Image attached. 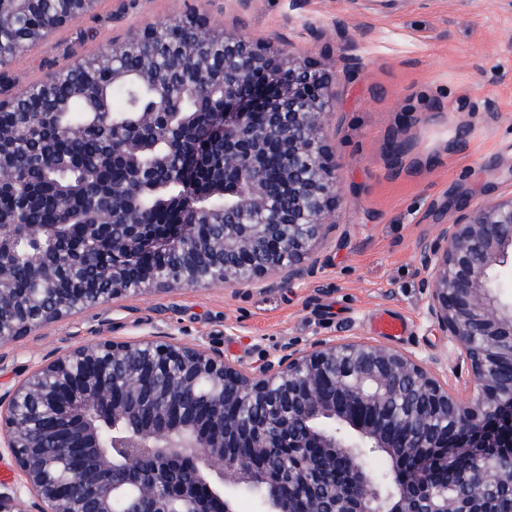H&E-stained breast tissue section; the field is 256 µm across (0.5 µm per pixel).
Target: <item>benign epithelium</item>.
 Returning a JSON list of instances; mask_svg holds the SVG:
<instances>
[{"label":"benign epithelium","mask_w":512,"mask_h":512,"mask_svg":"<svg viewBox=\"0 0 512 512\" xmlns=\"http://www.w3.org/2000/svg\"><path fill=\"white\" fill-rule=\"evenodd\" d=\"M193 43L218 29L203 14L187 18ZM224 82L197 80L180 100L219 101L224 120L212 127L178 120L179 105L149 111L155 129L178 144L184 190L176 224H145L106 194L84 225L94 252L74 259L64 224L0 225V327L18 341L32 329L73 314V289L58 287L53 270L112 254V287L86 288L90 305L132 294L126 270L158 254L188 250L185 261L205 265L221 254L206 285L266 281L289 288L313 277V256L340 205L338 165L323 135L332 80L321 63L261 46L243 34L224 35ZM224 151V230L200 235L215 209L192 190L214 146ZM280 160L279 203L266 177L267 152ZM36 245L29 267L54 305L38 319H14L1 287L16 245ZM425 315L451 338L470 366L474 386L448 390L430 362L359 337L316 339L303 351L268 354L243 367L224 352L162 332L137 341L102 338L37 364L14 387L0 391V447L14 459L19 482L0 491V512H237L235 492L259 496L263 512H494L489 492L512 462V301L503 299L498 271L512 262V195L481 199L417 245ZM207 378L220 398L201 403ZM277 408L256 420L248 402L271 392ZM37 407L50 419L35 431L26 421ZM381 454L393 466L381 479L365 460ZM354 475L342 492L326 479L336 460ZM453 468L456 485L442 479Z\"/></svg>","instance_id":"7a95c632"}]
</instances>
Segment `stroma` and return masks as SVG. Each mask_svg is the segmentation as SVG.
<instances>
[{"label": "stroma", "mask_w": 512, "mask_h": 512, "mask_svg": "<svg viewBox=\"0 0 512 512\" xmlns=\"http://www.w3.org/2000/svg\"><path fill=\"white\" fill-rule=\"evenodd\" d=\"M207 15L218 29L318 59L334 76L323 136L339 160L343 201L290 288L174 287L119 297L0 345V388L34 365L102 337L163 330L223 350L243 366L287 345L358 336L425 360L448 353V385L470 388L465 361L425 316L416 249L452 222L463 195L512 194V7L503 0H96L89 11L0 66V101L48 81L148 24ZM416 116L404 124L403 114ZM466 141H458L459 126ZM399 315L404 336L374 333Z\"/></svg>", "instance_id": "stroma-1"}]
</instances>
